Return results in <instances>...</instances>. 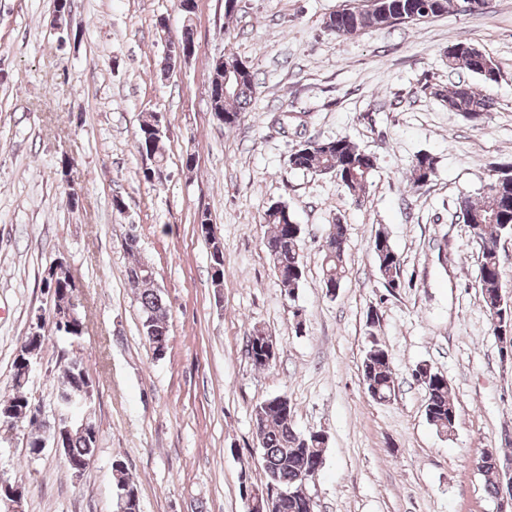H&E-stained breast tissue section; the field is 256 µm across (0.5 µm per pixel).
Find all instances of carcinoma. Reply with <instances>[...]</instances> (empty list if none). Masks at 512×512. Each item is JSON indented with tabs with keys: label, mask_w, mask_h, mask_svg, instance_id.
Listing matches in <instances>:
<instances>
[{
	"label": "carcinoma",
	"mask_w": 512,
	"mask_h": 512,
	"mask_svg": "<svg viewBox=\"0 0 512 512\" xmlns=\"http://www.w3.org/2000/svg\"><path fill=\"white\" fill-rule=\"evenodd\" d=\"M184 12L185 24L178 40L182 43H194L193 14L195 4L187 0H178ZM453 0H373L368 9L357 6L344 8L329 14L323 19V29L338 38L359 35L369 28L390 27L400 23L422 21L448 13ZM448 70L463 75L479 77L485 86L498 82L500 69L486 51L465 42L450 46ZM212 82L224 85V95L210 102L212 110L224 113V126L233 127L242 112L250 105L256 92L257 77L253 69H239V60L233 56L224 58V64L213 69ZM422 92L436 97L447 104L448 111L461 113L477 120L496 108L497 101L487 93L476 90L465 78L443 88L437 84H427ZM138 148L145 152L149 168L143 170L144 179H150V173L164 165L166 161V131L163 117L158 113L139 125L136 133ZM288 168L315 175H332L356 202L367 199L369 184L377 171L376 157L360 149L347 138L333 140H306L292 149L288 155ZM437 163L433 156L423 153L413 160L408 180L415 188L429 184L436 176ZM456 217L470 228L474 238L483 248L480 249L479 283L484 308L490 317L509 311L508 300L503 292L502 267L497 243L504 234H512V162H500L491 166L489 179L482 187L480 198L461 196L456 202ZM264 224L270 226V232L263 245L272 263L274 272L288 296H293L303 278V263L298 252L297 241L300 225L297 224L287 205L276 202L269 205L262 215ZM346 227L343 224L330 225L329 232L322 245L323 286L326 291L339 289L346 277L344 262V244ZM371 251L376 268L384 287L400 289L403 287L401 260L390 243L388 234L376 231ZM141 263L128 269L129 286L137 294L142 332L153 348L167 347L169 332V307L160 291L151 287L152 280L144 277L140 271ZM44 328L61 336H76L78 324L62 329L57 313H52L44 321ZM260 333L247 337V354L255 367H262V347L259 346ZM83 363L70 359L58 380L56 388V408L60 414L70 409L69 396L76 387L75 367ZM13 397L0 401V409L9 406L22 413L25 401L26 382L19 372L18 362H13ZM362 372L368 395L376 402L391 400L395 393L393 366L388 351L376 336H371L370 346L362 359ZM415 380L426 394V417L428 422L440 434H452L456 428L458 414L455 400L447 378L427 363H419L413 371ZM253 419L259 435L261 461L267 477L272 484L287 493L281 499L276 512H315V502L306 492L309 484L302 474L322 467L325 442L318 433H301L293 422V408L271 397L256 403ZM97 443V438L87 437L73 431L63 448L65 466L81 463L89 465ZM497 450L486 449L480 456L479 472L484 477L488 493L498 497L504 481L496 470Z\"/></svg>",
	"instance_id": "1"
}]
</instances>
